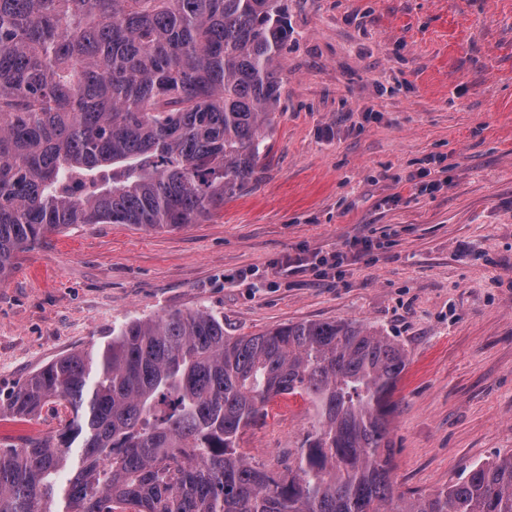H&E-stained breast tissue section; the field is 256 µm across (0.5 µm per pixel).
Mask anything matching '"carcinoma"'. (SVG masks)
Returning <instances> with one entry per match:
<instances>
[{"instance_id":"1","label":"carcinoma","mask_w":512,"mask_h":512,"mask_svg":"<svg viewBox=\"0 0 512 512\" xmlns=\"http://www.w3.org/2000/svg\"><path fill=\"white\" fill-rule=\"evenodd\" d=\"M288 37L286 0H0V280L73 224H192L256 181ZM407 364L349 321L131 320L0 399V416L63 412L0 451V512H512V454L394 499ZM284 396L315 419L273 470L239 442Z\"/></svg>"}]
</instances>
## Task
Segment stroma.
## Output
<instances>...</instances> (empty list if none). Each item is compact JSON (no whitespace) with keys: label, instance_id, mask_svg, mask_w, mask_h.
Wrapping results in <instances>:
<instances>
[{"label":"stroma","instance_id":"obj_1","mask_svg":"<svg viewBox=\"0 0 512 512\" xmlns=\"http://www.w3.org/2000/svg\"><path fill=\"white\" fill-rule=\"evenodd\" d=\"M260 180L177 229L75 224L0 281V397L137 319L205 310L231 336L352 320L402 343L405 497L512 453V0H288ZM368 237L338 279L292 273ZM314 417L272 403L240 446L277 466ZM58 423L0 417V448Z\"/></svg>","mask_w":512,"mask_h":512}]
</instances>
